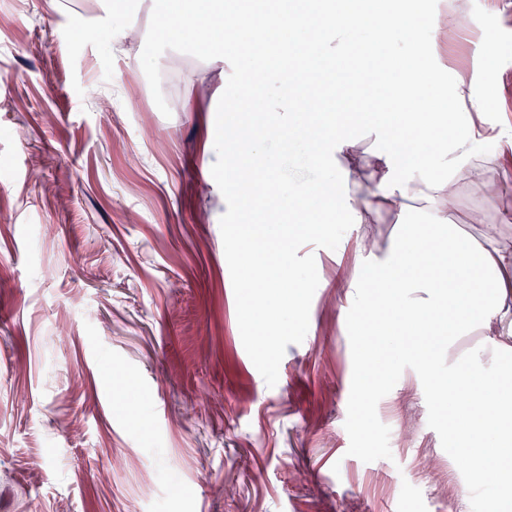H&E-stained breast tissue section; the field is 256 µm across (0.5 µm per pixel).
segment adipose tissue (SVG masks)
I'll return each instance as SVG.
<instances>
[{"mask_svg":"<svg viewBox=\"0 0 512 512\" xmlns=\"http://www.w3.org/2000/svg\"><path fill=\"white\" fill-rule=\"evenodd\" d=\"M416 0H320L317 11L283 8L278 0L261 11L248 12L230 0H214V15L201 20L198 0H164L166 30L175 38H192L204 56L216 62L190 74L185 111L203 105L216 111L213 80L242 89L254 75L275 76L276 88L262 94L258 114L272 116L271 125L255 127L243 119L237 103L224 111V221L252 224L261 200L283 197L292 213L301 217L307 232L320 236L352 235V269L358 287L368 289L379 306L381 330L357 332L358 345L373 352L405 340L408 352L421 349L417 329L456 343L481 336L484 346L466 366L440 370L432 387L441 394L440 406L448 420V446L456 453L468 448H498L495 489L496 512H512V225L482 224L469 233L451 221L459 176L486 196L512 192L505 179L512 169V136L504 135L491 152L476 151L485 139L488 114L473 104V89L455 77L441 112H412L408 106L424 89L414 66L429 57L439 73H446L445 51L456 24L447 11L432 14L428 29L412 24ZM365 26L370 45L394 48L403 35L412 66L403 69L396 108L345 106L336 111L335 88L324 77V60L347 57L350 82L360 85L362 73L376 68L374 59L349 55L358 26ZM304 41L311 62L305 77L289 71L278 47L293 39ZM317 88L318 108L310 113L307 134L312 142L309 165L328 170L331 186L301 176L293 192L283 193L267 173V147L283 132L293 130L300 102L309 88ZM424 130L441 128L448 143L436 152L412 161L401 149L387 148L390 135L408 125ZM375 146H367V134ZM320 196L319 210L308 208L311 196ZM393 221L389 235L376 232L379 215ZM427 241L429 266L411 254L418 238ZM483 382L481 406H472L468 394L474 382Z\"/></svg>","mask_w":512,"mask_h":512,"instance_id":"adipose-tissue-1","label":"adipose tissue"}]
</instances>
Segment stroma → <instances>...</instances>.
I'll use <instances>...</instances> for the list:
<instances>
[{
    "instance_id": "stroma-1",
    "label": "stroma",
    "mask_w": 512,
    "mask_h": 512,
    "mask_svg": "<svg viewBox=\"0 0 512 512\" xmlns=\"http://www.w3.org/2000/svg\"><path fill=\"white\" fill-rule=\"evenodd\" d=\"M452 9L494 132L512 133V0ZM158 0H0V512H472L466 471L419 359L388 348L390 380L363 426L351 328L363 291L336 285L346 251L313 245L319 285L275 386L247 355L220 230L224 152L187 112ZM140 27L121 50L112 32ZM97 28L94 43L77 39ZM493 38L495 96L474 47ZM157 58L121 82L138 57ZM305 139L270 144L272 176ZM512 213L459 180L455 219ZM85 298L71 306L72 294Z\"/></svg>"
}]
</instances>
